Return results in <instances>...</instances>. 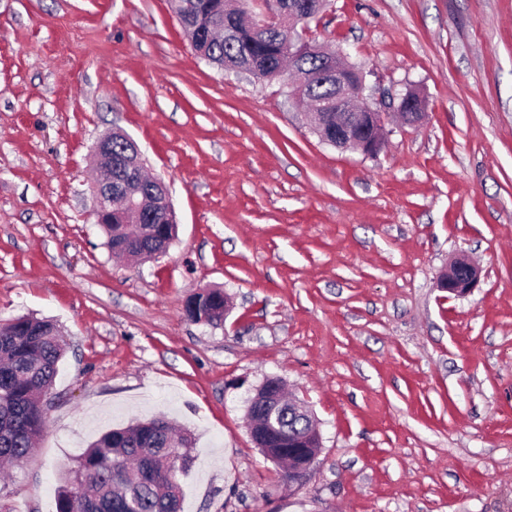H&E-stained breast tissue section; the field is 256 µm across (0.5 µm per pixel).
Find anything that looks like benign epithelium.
Returning a JSON list of instances; mask_svg holds the SVG:
<instances>
[{
  "label": "benign epithelium",
  "mask_w": 512,
  "mask_h": 512,
  "mask_svg": "<svg viewBox=\"0 0 512 512\" xmlns=\"http://www.w3.org/2000/svg\"><path fill=\"white\" fill-rule=\"evenodd\" d=\"M307 51L324 58L326 71L336 74V93L328 98L318 100L314 105L313 129L325 142L336 144L338 148H352L365 155L379 153L384 147V140L379 136H367L365 131L374 125L383 124V113L372 108L363 98V83L358 70L347 61L341 48L330 49L325 46L307 48ZM400 104L407 105L411 111L402 114V122L407 125H419L423 122L424 103L415 100V94H405ZM123 141L130 148L123 156L112 160V141ZM96 155L103 158V164L95 178L90 183V190L95 198V207L91 212L94 222L100 225L112 223V165H117L122 171V187L119 194L125 198L122 213L127 216L123 224L145 223L144 217L160 216L159 221H151L148 231L155 236H166L167 224L173 221L174 207L170 200L166 184L161 179L155 183L159 190L145 196L140 190L143 180L140 169L143 158L135 143L126 135L113 133L101 139L95 149ZM481 272L476 265L464 258L456 259L448 268L441 280L440 288L448 293L462 297L471 292L476 286ZM284 386L279 378L268 379V385H262L250 399L248 413L263 406H279L281 396L276 394ZM272 416H264L250 421L248 431L250 437L259 449L265 448L262 443L265 434L272 430ZM288 456L300 461L293 470V482L303 483L308 476L305 460L311 457V449L320 446V435L316 424H311L309 433L298 439H284Z\"/></svg>",
  "instance_id": "1"
}]
</instances>
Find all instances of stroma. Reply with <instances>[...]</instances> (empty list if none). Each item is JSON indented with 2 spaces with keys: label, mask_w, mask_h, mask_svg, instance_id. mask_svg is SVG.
<instances>
[{
  "label": "stroma",
  "mask_w": 512,
  "mask_h": 512,
  "mask_svg": "<svg viewBox=\"0 0 512 512\" xmlns=\"http://www.w3.org/2000/svg\"><path fill=\"white\" fill-rule=\"evenodd\" d=\"M308 35L361 71L376 156L322 142L286 82L201 60L171 0H0V321L66 340L10 512H55L91 442L158 414L195 438L184 512H512V0H328ZM115 131L177 215L151 260L90 216ZM461 256L482 275L451 298ZM203 285L222 325L185 315ZM276 376L321 436L300 486L247 430Z\"/></svg>",
  "instance_id": "stroma-1"
}]
</instances>
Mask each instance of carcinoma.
Wrapping results in <instances>:
<instances>
[{"mask_svg": "<svg viewBox=\"0 0 512 512\" xmlns=\"http://www.w3.org/2000/svg\"><path fill=\"white\" fill-rule=\"evenodd\" d=\"M301 26L324 8L325 0H303ZM173 10L194 50L225 70L254 68L258 82L282 77L288 46L300 50L299 30L271 21L262 28L241 18L249 0H172ZM298 72L312 75V102L333 84L321 76L322 59L304 52ZM222 291L195 302L194 315L221 325ZM65 350L63 336L49 320L21 316L0 323V462L17 464L34 452L46 416L44 395L52 387ZM190 433L175 434L169 420L153 416L129 428L114 429L94 441L70 469L55 495V512H182V492L169 460L193 463Z\"/></svg>", "mask_w": 512, "mask_h": 512, "instance_id": "1", "label": "carcinoma"}]
</instances>
